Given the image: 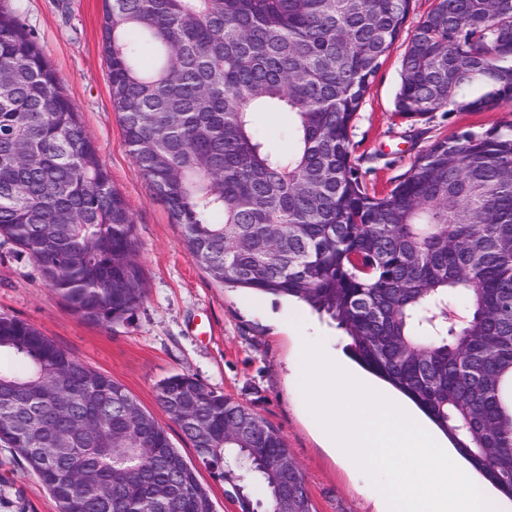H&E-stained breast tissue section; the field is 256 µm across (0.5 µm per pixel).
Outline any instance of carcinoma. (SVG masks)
<instances>
[{"mask_svg":"<svg viewBox=\"0 0 512 512\" xmlns=\"http://www.w3.org/2000/svg\"><path fill=\"white\" fill-rule=\"evenodd\" d=\"M103 50L130 156L215 282L336 320L349 355L410 398L512 499V123L438 140L385 194L352 159L356 113L414 0H106ZM486 92L466 97L471 86ZM512 101V0H435L395 112ZM286 112L279 156L254 114ZM0 237L81 319L145 298L123 197L32 32L0 10ZM0 443L60 512H215L196 464L111 377L0 315ZM158 406L239 512L309 500L284 438L189 374Z\"/></svg>","mask_w":512,"mask_h":512,"instance_id":"1","label":"carcinoma"}]
</instances>
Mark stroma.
Returning a JSON list of instances; mask_svg holds the SVG:
<instances>
[{"label": "stroma", "instance_id": "stroma-1", "mask_svg": "<svg viewBox=\"0 0 512 512\" xmlns=\"http://www.w3.org/2000/svg\"><path fill=\"white\" fill-rule=\"evenodd\" d=\"M0 2L32 30L124 198L146 289L128 321L110 327L85 322L46 286L33 259L0 239V314L34 326L89 368L124 385L186 459L196 460L195 449L156 402L159 381L179 373L243 403L281 433L314 512H376L371 479L323 448L292 380L299 347L318 342L339 350L345 336L334 321L305 306L282 325L278 315L287 300L222 287L184 251L178 228L130 156L112 107L102 55L105 0ZM406 44L403 37L395 43L353 122L352 158L365 184L378 191L408 173L435 140L512 122V103L492 112L443 109L418 122L399 117L394 99ZM0 491L12 501L0 512H58L22 458L1 445Z\"/></svg>", "mask_w": 512, "mask_h": 512}]
</instances>
